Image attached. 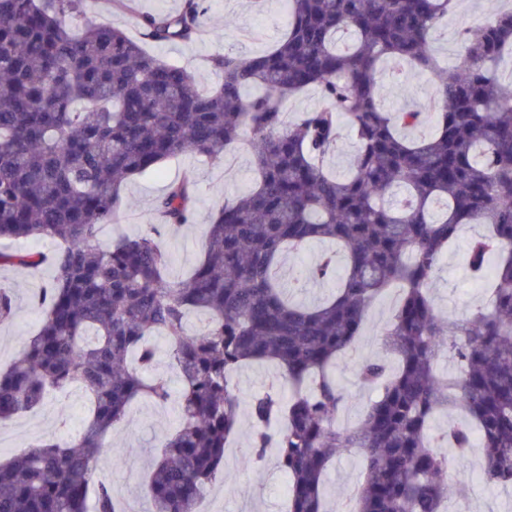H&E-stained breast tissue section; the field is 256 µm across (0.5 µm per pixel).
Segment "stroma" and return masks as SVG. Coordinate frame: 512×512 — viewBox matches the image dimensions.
<instances>
[{
    "label": "stroma",
    "mask_w": 512,
    "mask_h": 512,
    "mask_svg": "<svg viewBox=\"0 0 512 512\" xmlns=\"http://www.w3.org/2000/svg\"><path fill=\"white\" fill-rule=\"evenodd\" d=\"M184 0H137L136 14L113 11L110 0H88L86 20L104 22L138 36L137 13L177 12ZM205 22L207 35L192 43L154 47V54L186 66L200 88L216 85L218 75L210 69V56L224 51L258 54L277 41L288 24L283 0H207ZM512 0H458L456 8L432 35L436 56L446 66H453L462 52L459 33L506 9ZM381 94L385 107L393 112L410 107L425 110L432 87L428 75L410 67L386 65L381 77ZM435 118L427 114L422 132L433 130ZM196 180L197 221L177 232L167 234L172 252L171 273L185 277L204 249V225L208 217L224 202L225 197L247 191L253 184L254 160L244 149L229 151L224 162L214 164L190 156L164 163L157 171L136 178L122 188L125 206L116 223L105 225L103 239L119 234L135 235L153 223V203L171 182L185 171ZM484 225L463 226L450 246L434 277L432 300L436 311L444 316L465 317L483 307L487 297L467 265L471 240L483 234ZM55 270L44 264L38 268L4 269L0 281L11 284L17 294V310L12 323L0 326V369L9 367L26 339L38 327L40 315L31 299ZM396 292H389L373 303L362 336L352 351L336 367V378L344 386L348 400L336 417V427L346 430L356 426L374 397L371 390L359 385L355 368L359 361L382 355V331L393 314ZM89 400L84 391L69 390L56 396L47 395L34 410L0 422V429L11 436L9 447H0V460L5 461L26 451L33 435L78 437L87 418ZM178 402L170 400L159 407L145 400L134 401L128 412L127 426L115 429L108 439V449L95 462L97 480L110 484L116 498L127 512H148L150 498L146 475L161 451L165 437L178 425ZM251 451L248 431H241L229 442L224 469L198 502V512H285L288 481L278 468L275 453H267L262 463L243 468L241 461ZM359 462L355 457L336 458L327 474L325 498L333 512H348V499L359 480Z\"/></svg>",
    "instance_id": "35a3bbf8"
}]
</instances>
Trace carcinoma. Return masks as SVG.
<instances>
[{"label": "carcinoma", "instance_id": "carcinoma-1", "mask_svg": "<svg viewBox=\"0 0 512 512\" xmlns=\"http://www.w3.org/2000/svg\"><path fill=\"white\" fill-rule=\"evenodd\" d=\"M286 4L281 39L258 55L212 56L221 82L202 93L186 67L115 26L74 32L86 0H0V242H54L48 256L1 248L0 269H55L34 299L37 332L0 373V421L74 387L92 403L76 440L42 438L0 461V512H121L93 463L132 401L171 399L166 378L140 371L154 361V335L165 337L181 387L179 428L150 471L151 512H197L245 423L249 463L277 452L288 512H328L325 472L352 451L363 473L352 512H448L445 475L454 473V494L466 500L476 439L482 480L512 487V85L496 73L512 52V11L464 29V62L446 69L430 35L453 0ZM206 13V0H184L176 13L137 23L150 43H187L205 33ZM342 34L352 43L338 46ZM387 62L434 75L433 133L402 134L423 112L384 107ZM252 87L262 93L247 95ZM308 88L319 104L285 120L283 101ZM344 126L356 149L335 175L325 159ZM240 143L253 153L256 183L209 217L203 258L186 278L171 275L162 230L194 223L190 172L155 199L158 223L102 241L125 182L183 155L222 162ZM465 224L489 227L468 262L475 278H490L492 295L468 317L442 316L431 285ZM312 241L340 248L343 273L332 255L318 262L309 277L338 286L304 307L286 290L302 291L308 277L285 288L280 264ZM394 286L400 298L383 340L397 367L359 363V383L376 396L341 432L348 395L329 369ZM192 311L207 316L195 333L186 329ZM15 312L13 289L0 286V323ZM447 354L460 370L440 376L435 363ZM255 361L275 363L290 393L273 383L244 414L229 374ZM448 409L465 421L433 430Z\"/></svg>", "mask_w": 512, "mask_h": 512}]
</instances>
